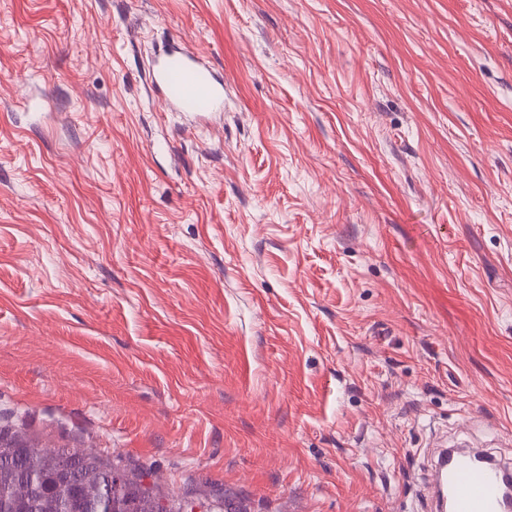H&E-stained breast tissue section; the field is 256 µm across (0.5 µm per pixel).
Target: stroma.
I'll return each mask as SVG.
<instances>
[{
  "label": "stroma",
  "mask_w": 512,
  "mask_h": 512,
  "mask_svg": "<svg viewBox=\"0 0 512 512\" xmlns=\"http://www.w3.org/2000/svg\"><path fill=\"white\" fill-rule=\"evenodd\" d=\"M0 424L195 512L512 467V0H0ZM150 79L177 112H216L224 107L222 86L185 47L165 53Z\"/></svg>",
  "instance_id": "35a3bbf8"
}]
</instances>
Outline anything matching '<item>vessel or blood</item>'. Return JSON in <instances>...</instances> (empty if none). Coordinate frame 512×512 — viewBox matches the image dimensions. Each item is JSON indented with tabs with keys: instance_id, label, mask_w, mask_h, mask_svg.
<instances>
[{
	"instance_id": "b4317fda",
	"label": "vessel or blood",
	"mask_w": 512,
	"mask_h": 512,
	"mask_svg": "<svg viewBox=\"0 0 512 512\" xmlns=\"http://www.w3.org/2000/svg\"><path fill=\"white\" fill-rule=\"evenodd\" d=\"M167 105L179 112H216L224 106V92L194 53L179 48L164 54L151 75ZM442 486L451 512H502L499 468L455 453L442 473Z\"/></svg>"
}]
</instances>
